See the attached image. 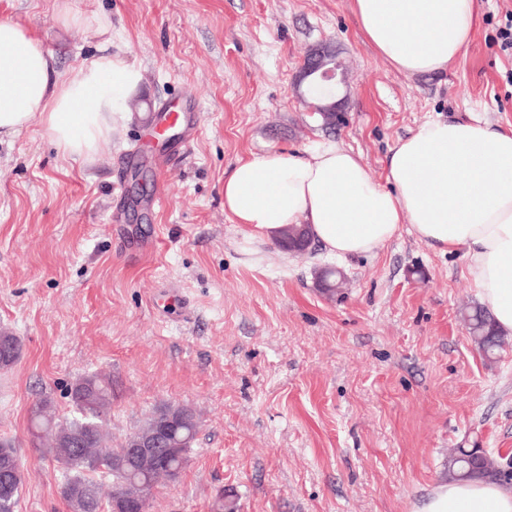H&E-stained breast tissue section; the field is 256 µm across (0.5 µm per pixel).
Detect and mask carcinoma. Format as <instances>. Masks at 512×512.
Segmentation results:
<instances>
[{"label": "carcinoma", "mask_w": 512, "mask_h": 512, "mask_svg": "<svg viewBox=\"0 0 512 512\" xmlns=\"http://www.w3.org/2000/svg\"><path fill=\"white\" fill-rule=\"evenodd\" d=\"M309 99L317 103L315 111L323 109L327 96L333 94L332 87L316 84L305 89ZM473 342L491 357L502 344L499 332L492 320L479 306L469 307L464 311ZM74 407V416L66 421H58L51 412V404L41 401L31 414V434L39 441L38 447L43 452L54 455L63 465L66 480L62 495L71 512H100L101 502L99 487L90 473L98 471V465L112 467V458L126 454L139 434L151 430L158 420L171 414L174 406L164 404L144 421L138 432L131 435L116 448L102 447L104 410L112 401V380L97 375L79 379L70 391ZM186 420L177 431L184 452H189L197 434V421L194 412L186 407L178 412ZM74 438L81 442L77 448H66L64 442ZM474 449L459 448L448 458L447 476L452 480H486L499 481L501 475L496 468V458L488 451H483L482 465L477 469L469 466L468 458Z\"/></svg>", "instance_id": "obj_1"}]
</instances>
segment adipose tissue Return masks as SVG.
Segmentation results:
<instances>
[{
  "label": "adipose tissue",
  "mask_w": 512,
  "mask_h": 512,
  "mask_svg": "<svg viewBox=\"0 0 512 512\" xmlns=\"http://www.w3.org/2000/svg\"><path fill=\"white\" fill-rule=\"evenodd\" d=\"M55 10L66 28L100 27L99 51L62 73L29 27L0 20V137L36 125L63 157L87 159L127 119L142 74L113 51L97 13L70 0H57ZM352 10L367 42L406 76L446 70L477 21L476 0H352ZM224 209L268 238L307 225L339 259L375 253L409 226L428 245L463 251L496 327L512 332V129H494L480 115L429 120L399 140L381 181L331 141L239 161L224 180ZM421 512H512V486L450 481Z\"/></svg>",
  "instance_id": "1"
}]
</instances>
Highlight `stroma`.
I'll return each instance as SVG.
<instances>
[{"label":"stroma","instance_id":"1","mask_svg":"<svg viewBox=\"0 0 512 512\" xmlns=\"http://www.w3.org/2000/svg\"><path fill=\"white\" fill-rule=\"evenodd\" d=\"M107 16L113 51L143 79L130 118L93 160L62 158L39 127L0 142V440L23 484L15 512H71L65 470L34 447L31 411L72 417L73 383L115 389L116 447L160 404L192 408L198 434L147 512H420L456 448L512 458V334L493 358L461 310L480 304L462 254L409 229L339 261L322 294L320 245L291 255L235 223L224 179L238 161L325 139L382 178L392 148L436 117L512 128V56L496 42L512 0H478L474 36L448 70L408 77L367 44L352 0H73ZM57 68L88 62L95 29H63L54 0H0ZM345 64L343 120L324 127L295 90L306 52ZM198 103L197 133L166 169L148 117ZM162 193L154 208L149 198Z\"/></svg>","mask_w":512,"mask_h":512}]
</instances>
